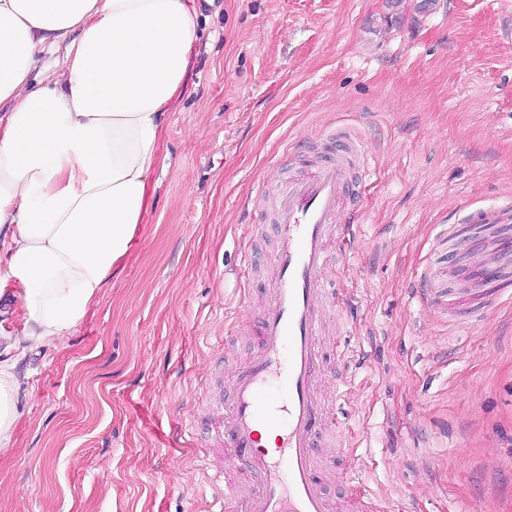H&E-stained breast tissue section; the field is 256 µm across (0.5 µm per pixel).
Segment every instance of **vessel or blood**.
<instances>
[{
  "label": "vessel or blood",
  "mask_w": 512,
  "mask_h": 512,
  "mask_svg": "<svg viewBox=\"0 0 512 512\" xmlns=\"http://www.w3.org/2000/svg\"><path fill=\"white\" fill-rule=\"evenodd\" d=\"M323 141L327 157L305 175L277 179L272 206L260 215L274 228L275 274L263 308L245 319L257 349L235 371L227 399L215 401L204 422L183 426L188 436L203 434L208 447L223 451L222 463L212 467L215 481H223L228 466L256 476L247 512L335 510L318 487L323 460L315 452L319 445H344L338 418L318 397L323 303L330 293L323 270L330 247L344 253L353 242L355 224L340 203L358 187L356 164L367 150L344 132H327ZM473 219L511 224L512 205L480 209ZM264 429L278 433L280 444L263 445Z\"/></svg>",
  "instance_id": "1"
}]
</instances>
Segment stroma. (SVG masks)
<instances>
[{
	"mask_svg": "<svg viewBox=\"0 0 512 512\" xmlns=\"http://www.w3.org/2000/svg\"><path fill=\"white\" fill-rule=\"evenodd\" d=\"M419 2L202 5L135 251L18 365L0 512H210L223 488L175 429L217 397L215 368L250 358L235 319L273 275L258 203L331 128L368 156L353 250L325 271L353 305L321 338L322 398L349 441L326 449L323 491L383 512H512V224L463 221L512 200V0ZM248 253L259 277L239 274ZM425 270L444 290L433 308L413 290Z\"/></svg>",
	"mask_w": 512,
	"mask_h": 512,
	"instance_id": "35a3bbf8",
	"label": "stroma"
}]
</instances>
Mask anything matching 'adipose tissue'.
<instances>
[{
	"label": "adipose tissue",
	"mask_w": 512,
	"mask_h": 512,
	"mask_svg": "<svg viewBox=\"0 0 512 512\" xmlns=\"http://www.w3.org/2000/svg\"><path fill=\"white\" fill-rule=\"evenodd\" d=\"M197 24L193 0H0V451L17 364L79 325L138 241Z\"/></svg>",
	"instance_id": "ef3b65f1"
}]
</instances>
